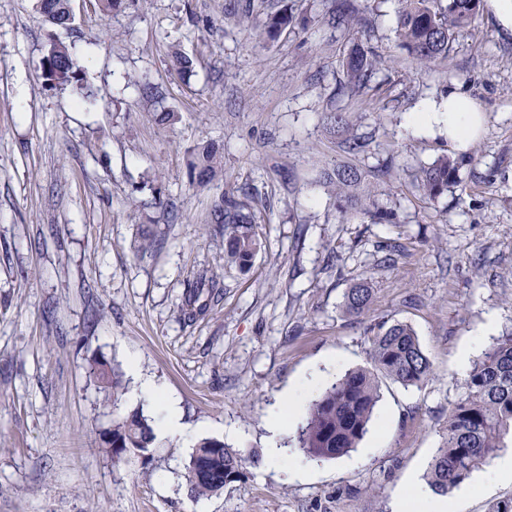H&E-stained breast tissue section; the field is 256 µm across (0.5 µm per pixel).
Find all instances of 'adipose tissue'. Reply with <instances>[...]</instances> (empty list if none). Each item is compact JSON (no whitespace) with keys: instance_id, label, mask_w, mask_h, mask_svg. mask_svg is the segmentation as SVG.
Here are the masks:
<instances>
[{"instance_id":"adipose-tissue-1","label":"adipose tissue","mask_w":512,"mask_h":512,"mask_svg":"<svg viewBox=\"0 0 512 512\" xmlns=\"http://www.w3.org/2000/svg\"><path fill=\"white\" fill-rule=\"evenodd\" d=\"M439 123L447 127L449 144L464 152L479 134L483 116L460 87L451 85L445 95L423 100L408 114L409 126L419 132Z\"/></svg>"}]
</instances>
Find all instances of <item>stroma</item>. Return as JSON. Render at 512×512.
Returning a JSON list of instances; mask_svg holds the SVG:
<instances>
[{"label": "stroma", "instance_id": "1", "mask_svg": "<svg viewBox=\"0 0 512 512\" xmlns=\"http://www.w3.org/2000/svg\"><path fill=\"white\" fill-rule=\"evenodd\" d=\"M36 5L0 0V512H394L463 390L458 354L492 344L481 333L489 316L497 332L512 329V41L482 14L428 69L400 49L396 4L380 0L368 40L384 63L375 89L351 98L334 93L345 42L316 25L268 46L225 19L224 0H124L109 17L98 0H71L68 30ZM53 39L72 46L93 101L45 81ZM177 53L191 71L172 68ZM451 84L484 125L442 206L407 171L454 149L445 131H413L406 116ZM332 106L369 139L367 156L341 150L325 120ZM159 112L174 121L158 123ZM206 140L223 145L224 171L199 186L190 150ZM390 157L401 170L374 191L397 223L342 219L321 172ZM243 185L257 192L261 241L245 272L208 222L214 201ZM214 277L217 300L184 321L189 291ZM360 278L374 300L355 318L341 304ZM397 321L415 329L433 377L409 388L380 378L374 419L346 455L310 460L288 447L287 466L247 465L241 481L194 501L177 439L156 437L148 456L121 465L101 449L120 415L157 423L156 407L128 396L150 378L193 440L265 451L273 405L300 383L321 389L368 366L367 326ZM94 357L122 376L117 406L90 374Z\"/></svg>", "mask_w": 512, "mask_h": 512}]
</instances>
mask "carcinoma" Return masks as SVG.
<instances>
[{"label": "carcinoma", "instance_id": "1", "mask_svg": "<svg viewBox=\"0 0 512 512\" xmlns=\"http://www.w3.org/2000/svg\"><path fill=\"white\" fill-rule=\"evenodd\" d=\"M282 0H227L224 16L246 27L268 45L275 44L284 31L297 26L292 12L280 6ZM314 20L348 36L342 59L343 77L338 90L360 96L371 89L381 58L363 35L371 20L358 0H320ZM396 34L399 46L412 62L429 66L449 58L455 29L471 24L483 0H397ZM43 21L69 28L74 17L70 0H37ZM45 80L51 85L72 87L81 99L93 95L83 83L72 48L49 44L42 60ZM343 151L356 156L370 150V142L352 135L342 142ZM222 169L218 146L206 142L196 148L190 176L199 184L213 180ZM461 162L443 155L420 167L413 183L421 196L437 202L462 183ZM323 184L335 192L336 209L342 217L361 215L371 224H390L395 213L379 205L365 187V173L355 165L340 164L322 172ZM255 214L250 197L238 189L224 192L211 210V222L224 234L225 257L239 269L247 270L260 245L253 232ZM203 289L189 292L184 317L195 318L207 304L199 303ZM373 300V288L360 281L343 297V310L364 315ZM93 375L104 399L117 405L124 394L119 374L104 359L93 360ZM388 377L405 387H418L433 376L414 328L403 322L382 325L371 337L370 366L346 372L308 402L297 423L293 442L311 459H336L357 447L367 432L378 402V378ZM111 437L103 440L112 463L121 464L129 455L149 451L155 434L138 411L112 421ZM512 435V330L500 336L475 361L467 375L464 392L448 410V426L427 473V484L438 495L447 496L467 481L479 467L488 464ZM245 475V459L223 442L205 438L198 441L185 467L187 496L193 500L218 493Z\"/></svg>", "mask_w": 512, "mask_h": 512}]
</instances>
